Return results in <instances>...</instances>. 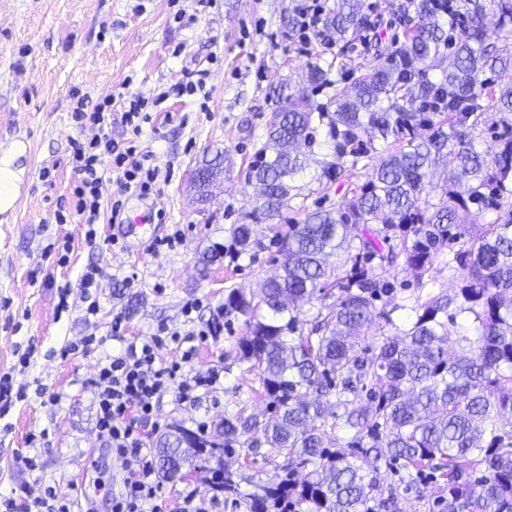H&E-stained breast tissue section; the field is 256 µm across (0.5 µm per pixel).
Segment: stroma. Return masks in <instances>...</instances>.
<instances>
[{"label":"stroma","instance_id":"obj_1","mask_svg":"<svg viewBox=\"0 0 512 512\" xmlns=\"http://www.w3.org/2000/svg\"><path fill=\"white\" fill-rule=\"evenodd\" d=\"M297 0H0V138L26 137L29 152L13 157L26 183L19 207L0 223V375L11 374L22 397L0 408V497L11 496L15 512H29L42 485L56 486L95 512H111L112 493L139 468L119 463L98 439L94 391L87 384L99 359L118 354L167 327L179 334L159 352L161 362L179 360L194 348L193 370L219 367L224 386L202 394L195 405H176L172 394L157 402L161 430L181 424L214 426L236 413L259 414L267 404L255 373L236 359L244 332L240 320L200 338L216 317L229 288H257L279 268L276 246L266 243L240 252L232 230L246 223L255 206L245 172L265 141L273 119V86L289 80L295 92L328 102L326 89L312 90L305 75L316 59L335 61L345 83L365 72L371 53L366 31L327 49L317 39L301 43L281 23ZM194 15L190 26L174 22L178 9ZM383 41L404 40L414 16L412 0H375L370 11ZM206 72L208 100L178 96L170 88L184 71ZM128 86L131 93L167 100L151 113L140 136L146 164L169 173L167 183L142 198L125 196L123 223L148 218L173 246L120 239L106 245L85 237L80 224H59L54 214L71 196L75 174L68 165L72 140L90 137L71 118L70 96L80 91L99 100ZM207 110H200V103ZM224 150L229 166L209 204L198 202L192 173L204 155ZM51 167L53 186L39 178ZM365 166L333 180L308 183L303 198L283 208L281 224L302 223L307 212L334 208L355 185ZM224 259L200 278L198 261L213 244ZM69 247L65 267L44 257L46 247ZM100 271V285L80 288L87 267ZM69 284L67 310L57 307V288ZM96 314H87L89 305ZM192 313H185V305ZM123 314L120 334L110 332ZM91 339L87 353L71 344ZM28 365H20L21 355ZM59 395L50 403L49 395ZM48 431L35 448L36 470L17 468L15 455L30 434Z\"/></svg>","mask_w":512,"mask_h":512}]
</instances>
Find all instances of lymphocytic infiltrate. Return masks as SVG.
I'll return each mask as SVG.
<instances>
[{"instance_id":"lymphocytic-infiltrate-1","label":"lymphocytic infiltrate","mask_w":512,"mask_h":512,"mask_svg":"<svg viewBox=\"0 0 512 512\" xmlns=\"http://www.w3.org/2000/svg\"><path fill=\"white\" fill-rule=\"evenodd\" d=\"M72 116L82 126L95 128V135L86 141H73L72 164L77 175L72 204L67 212L57 213V223L72 220L87 225V238L97 236L105 196L113 186L122 191L138 189L147 195L156 172L140 180L143 163L134 139L142 133V125L150 115L147 100L127 92L110 93L101 102L91 103L87 95L73 94ZM120 101V121L128 137L116 141L112 136L113 101ZM166 344L164 336H152L142 344H130L124 353L106 357L90 384L94 388V428L98 436L120 463L128 458L141 459L139 470L123 481V489L112 498V512H160L157 504L160 487L149 460L150 451L142 439L134 435L137 426L152 423L156 400L163 393L173 392L176 404L196 403L199 391H215L221 380L219 369L204 373L187 370L193 350H185L180 362L162 366L157 362L159 351Z\"/></svg>"}]
</instances>
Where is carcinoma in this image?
<instances>
[{"label":"carcinoma","mask_w":512,"mask_h":512,"mask_svg":"<svg viewBox=\"0 0 512 512\" xmlns=\"http://www.w3.org/2000/svg\"><path fill=\"white\" fill-rule=\"evenodd\" d=\"M414 7L405 41L376 43V64L351 85L337 88L329 69L309 67L311 87L334 89L328 103L286 82L274 88L278 108L246 174L260 188L254 223L236 225L233 240L242 251L260 244L264 220L287 259L258 292L229 289L219 313L227 326L243 318L237 360L258 375L269 408L219 420L215 439L181 425L158 436L164 481L206 471L213 490L238 496L246 480L247 512H402L400 484L428 473L435 512H512V46L485 39L490 16L512 34V0H459L464 24L453 36L440 0ZM365 23L362 0H336L322 26L339 42ZM441 59V82L425 80ZM490 107L504 131L478 152L473 133ZM318 125L333 151L314 179L341 175L360 156L371 174L338 208L281 232L273 220L308 169L291 145L313 144ZM223 162L219 151L205 155L196 173L217 180ZM484 211L496 213L492 223H470ZM442 254L458 282L451 295L433 288ZM399 265L414 276L400 325L376 306L394 291L386 273ZM458 317L450 354L447 319ZM335 430L351 434L346 445L328 440ZM261 448L282 458L275 481L224 464ZM382 466L399 483L382 482Z\"/></svg>","instance_id":"cac0c4a2"}]
</instances>
